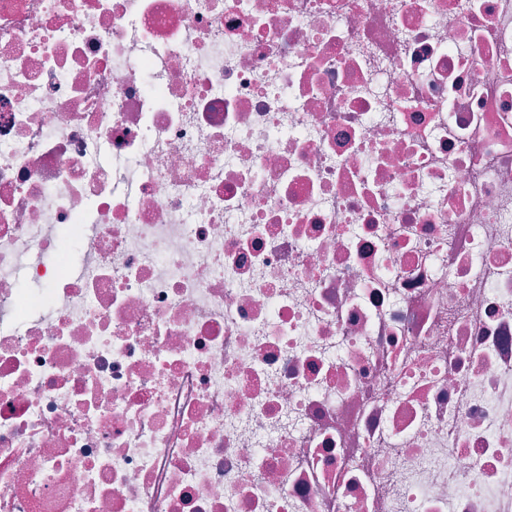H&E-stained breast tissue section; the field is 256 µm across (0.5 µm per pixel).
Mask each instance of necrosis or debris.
I'll return each mask as SVG.
<instances>
[{"mask_svg":"<svg viewBox=\"0 0 512 512\" xmlns=\"http://www.w3.org/2000/svg\"><path fill=\"white\" fill-rule=\"evenodd\" d=\"M0 512H512V0H0Z\"/></svg>","mask_w":512,"mask_h":512,"instance_id":"obj_1","label":"necrosis or debris"}]
</instances>
